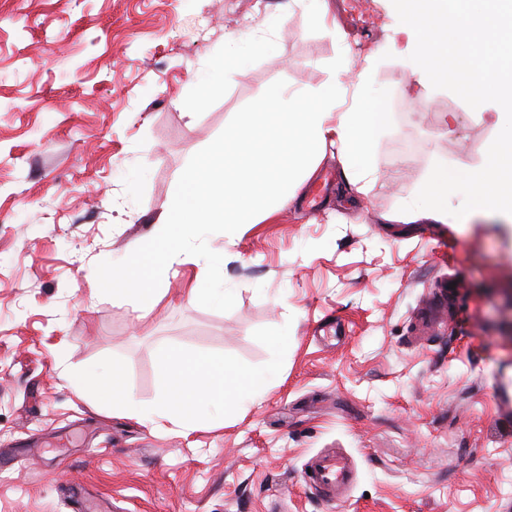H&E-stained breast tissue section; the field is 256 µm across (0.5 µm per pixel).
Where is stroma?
<instances>
[{
	"instance_id": "35a3bbf8",
	"label": "stroma",
	"mask_w": 512,
	"mask_h": 512,
	"mask_svg": "<svg viewBox=\"0 0 512 512\" xmlns=\"http://www.w3.org/2000/svg\"><path fill=\"white\" fill-rule=\"evenodd\" d=\"M0 0V512H512V222L395 221L435 163L481 167L500 132L422 81L391 0ZM272 53L226 63L231 36ZM346 64L398 102L365 192L335 148L259 224L210 226L140 315L88 274L143 249L194 157L261 90L300 93ZM226 66L223 90L202 78ZM222 284L204 305L198 275ZM279 374L223 426L184 433L101 404L74 378L125 361L139 406L167 345ZM347 456L342 501L304 465Z\"/></svg>"
}]
</instances>
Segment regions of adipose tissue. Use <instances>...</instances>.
I'll use <instances>...</instances> for the list:
<instances>
[{"instance_id": "adipose-tissue-1", "label": "adipose tissue", "mask_w": 512, "mask_h": 512, "mask_svg": "<svg viewBox=\"0 0 512 512\" xmlns=\"http://www.w3.org/2000/svg\"><path fill=\"white\" fill-rule=\"evenodd\" d=\"M348 95L354 102L346 109ZM386 124L378 97L364 84H350L342 65L306 93L263 92L221 144L190 163L159 218L162 233L124 267L91 272L92 284L132 296L140 310L151 311L163 275L196 262L194 241L212 225L255 224L270 215L278 201L295 196L327 146L338 148L351 183L364 188L374 174L369 148Z\"/></svg>"}]
</instances>
